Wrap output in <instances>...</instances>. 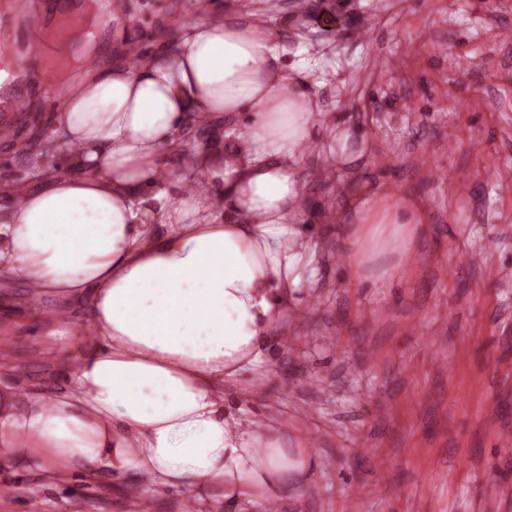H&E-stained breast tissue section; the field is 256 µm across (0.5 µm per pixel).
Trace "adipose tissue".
Returning <instances> with one entry per match:
<instances>
[{
    "label": "adipose tissue",
    "mask_w": 512,
    "mask_h": 512,
    "mask_svg": "<svg viewBox=\"0 0 512 512\" xmlns=\"http://www.w3.org/2000/svg\"><path fill=\"white\" fill-rule=\"evenodd\" d=\"M304 63L250 9L192 24L138 62L89 64L56 108L67 173L0 184V279L78 304L73 388L0 411V458L54 475L107 464L188 496H269L288 468L278 433L225 407L223 387L262 363L309 243L301 159L319 138ZM229 126L209 160L187 139ZM195 170L203 190L162 171ZM178 204H170L169 193ZM411 204L357 202L343 236L355 279L377 226Z\"/></svg>",
    "instance_id": "obj_1"
}]
</instances>
